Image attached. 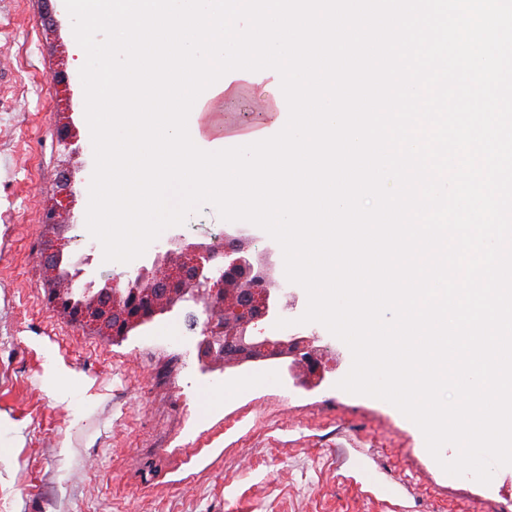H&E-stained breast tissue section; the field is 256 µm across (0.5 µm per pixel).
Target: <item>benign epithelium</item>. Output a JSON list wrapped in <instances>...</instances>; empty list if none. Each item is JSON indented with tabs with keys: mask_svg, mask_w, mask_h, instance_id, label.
Masks as SVG:
<instances>
[{
	"mask_svg": "<svg viewBox=\"0 0 512 512\" xmlns=\"http://www.w3.org/2000/svg\"><path fill=\"white\" fill-rule=\"evenodd\" d=\"M60 142L67 154L63 160L61 178L67 191L60 194L46 211L43 223L56 228L60 235L53 239L43 263L51 296L59 312L70 322L102 328V332L120 339L149 321L159 312L175 306L190 297L203 304L209 313L198 342V360L205 371H225L248 362L259 360L258 353H273L284 359L296 355L306 346L304 362L307 371L323 375L321 356L313 343L317 335L290 336L284 331L272 333L268 324L273 319L287 315L294 305L288 288H279L274 294L267 282H246L238 276L241 270H251L266 264V254L252 257L253 238L239 237L224 249V266L201 278L206 264L215 260V249L204 243H186L177 235L171 236L165 251H158L151 263L141 265L131 272L118 275L94 289L86 285L79 300H74L70 288L72 275L63 273L56 266L57 258L70 245L62 232L72 226L75 193L71 180V166L80 155L75 144V126L67 117L58 127Z\"/></svg>",
	"mask_w": 512,
	"mask_h": 512,
	"instance_id": "1",
	"label": "benign epithelium"
}]
</instances>
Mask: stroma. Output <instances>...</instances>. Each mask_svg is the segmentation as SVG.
Instances as JSON below:
<instances>
[{"label": "stroma", "mask_w": 512, "mask_h": 512, "mask_svg": "<svg viewBox=\"0 0 512 512\" xmlns=\"http://www.w3.org/2000/svg\"><path fill=\"white\" fill-rule=\"evenodd\" d=\"M78 44L64 0H0V512H512V466L490 484L448 476L421 430L380 399L348 393V346L323 325L288 317L289 334L318 333L328 372L314 388L298 358L273 384L225 388L247 366L184 368L157 332L177 321L200 336V304L182 301L122 341L68 323L49 304L42 217L58 194L60 113L79 132L71 257L87 279L116 276L84 216L94 150L82 109ZM250 85L224 114L226 135L263 127Z\"/></svg>", "instance_id": "35a3bbf8"}]
</instances>
